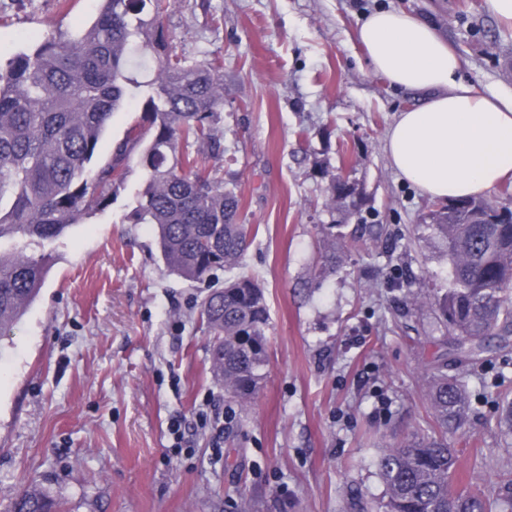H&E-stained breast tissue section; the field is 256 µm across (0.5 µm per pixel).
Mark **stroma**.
<instances>
[{"mask_svg":"<svg viewBox=\"0 0 512 512\" xmlns=\"http://www.w3.org/2000/svg\"><path fill=\"white\" fill-rule=\"evenodd\" d=\"M398 8L427 19L460 54L480 92L512 90V26L486 0H174L173 50L223 63L224 155L214 174L256 227L242 263L270 313L269 363L243 408L210 372L198 317L205 285L171 274L153 225L132 213L144 183L131 157L102 212L52 240L37 298L0 338V512L31 486L62 512H379L384 444L429 428L432 367L447 358L473 410L464 480L500 493L512 435L498 395L512 391V343L479 368L449 349L433 309L409 299L448 286V263L421 222L439 200L391 168L385 137L420 95L372 72L355 38L361 18ZM95 0H0V60L37 39L87 26ZM351 166L380 231L346 247L357 219L330 235L323 167ZM335 251L336 263L323 257ZM224 412L221 442L197 430L201 404ZM186 424L176 448L172 418Z\"/></svg>","mask_w":512,"mask_h":512,"instance_id":"1","label":"stroma"}]
</instances>
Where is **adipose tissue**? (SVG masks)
I'll use <instances>...</instances> for the list:
<instances>
[{"label": "adipose tissue", "instance_id": "adipose-tissue-1", "mask_svg": "<svg viewBox=\"0 0 512 512\" xmlns=\"http://www.w3.org/2000/svg\"><path fill=\"white\" fill-rule=\"evenodd\" d=\"M356 38L375 74L424 97L386 135L400 177L442 200L482 196L512 180V90L480 93L461 78L464 62L450 44L406 11H371Z\"/></svg>", "mask_w": 512, "mask_h": 512}]
</instances>
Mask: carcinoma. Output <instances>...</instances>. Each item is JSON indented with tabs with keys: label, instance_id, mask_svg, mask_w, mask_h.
Instances as JSON below:
<instances>
[{
	"label": "carcinoma",
	"instance_id": "cac0c4a2",
	"mask_svg": "<svg viewBox=\"0 0 512 512\" xmlns=\"http://www.w3.org/2000/svg\"><path fill=\"white\" fill-rule=\"evenodd\" d=\"M170 5L99 0L85 29L48 35L0 64V240L53 239L103 209L141 146L145 180L135 215L155 226L167 269L204 283L215 271L240 265L253 227L237 222L239 196L192 151L205 142L210 157L224 153L216 134L224 110L222 61H193L168 49L162 18ZM147 59L155 76L141 81L137 68ZM134 100L142 103V122L127 131L107 162L92 167L113 114ZM322 178L332 230L336 212L359 207L354 195L336 194V171L326 168ZM482 204L480 198L447 204L429 214L427 225L451 265L448 290L430 305L472 367L481 365L489 339L512 336V208L502 205L498 222L478 224L472 212ZM47 269L43 256L0 251V336L37 296ZM200 319L212 336L213 377L238 404L250 403L269 360V309L257 280L242 275L210 291ZM429 399L437 430L416 431L379 456L385 512H501L502 500L477 484L458 482L460 455L448 436L465 426L470 411L462 378L438 368ZM53 507L45 491L34 489L14 501L12 512Z\"/></svg>",
	"mask_w": 512,
	"mask_h": 512
}]
</instances>
